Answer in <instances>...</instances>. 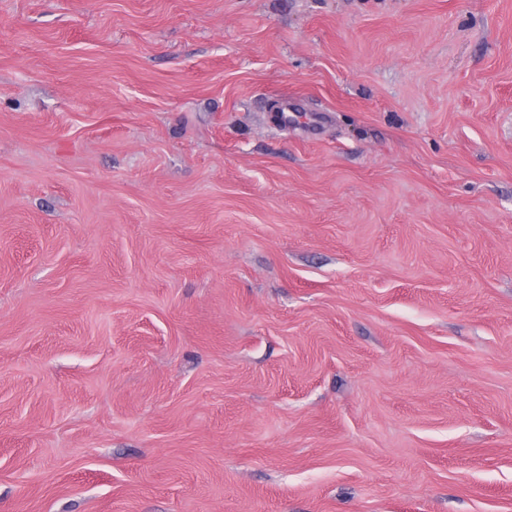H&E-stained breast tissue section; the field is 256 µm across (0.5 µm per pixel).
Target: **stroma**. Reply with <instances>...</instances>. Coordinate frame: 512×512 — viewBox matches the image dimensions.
<instances>
[{
    "mask_svg": "<svg viewBox=\"0 0 512 512\" xmlns=\"http://www.w3.org/2000/svg\"><path fill=\"white\" fill-rule=\"evenodd\" d=\"M0 512H512V0H0Z\"/></svg>",
    "mask_w": 512,
    "mask_h": 512,
    "instance_id": "1",
    "label": "stroma"
}]
</instances>
